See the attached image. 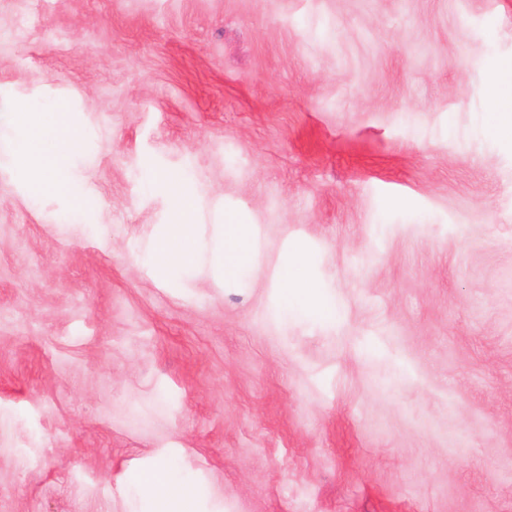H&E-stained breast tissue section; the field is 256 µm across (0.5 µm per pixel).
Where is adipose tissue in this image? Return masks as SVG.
<instances>
[{"instance_id": "obj_1", "label": "adipose tissue", "mask_w": 512, "mask_h": 512, "mask_svg": "<svg viewBox=\"0 0 512 512\" xmlns=\"http://www.w3.org/2000/svg\"><path fill=\"white\" fill-rule=\"evenodd\" d=\"M7 108L23 138L26 154L35 159L30 170L32 184L38 188L62 187L66 182L65 159L79 150L83 138L81 130L68 124L59 111L44 113L38 124H31L29 104L21 98L8 101ZM48 139L56 142L57 151L50 157H39V147ZM177 200V218L170 224L154 255L157 265L169 271L195 263L200 254L196 226L191 222L192 205L185 195H178ZM210 251L214 264L224 276H238L255 253L250 225H219ZM141 491L152 501L153 512H197L194 489L180 480L170 465L157 466L152 473L145 475Z\"/></svg>"}]
</instances>
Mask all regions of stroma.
<instances>
[{"mask_svg":"<svg viewBox=\"0 0 512 512\" xmlns=\"http://www.w3.org/2000/svg\"><path fill=\"white\" fill-rule=\"evenodd\" d=\"M512 0H0V512H512ZM179 176L237 279L152 255ZM303 256L310 310L284 268ZM488 101L489 104L500 118V121L507 125L511 131L512 112L511 101H512V85L508 83V87L504 89V81L498 75H492L488 82ZM7 108L12 112L15 128L22 135V147L28 156L35 157L30 170L32 184L36 188L62 187L66 182L65 158L81 147V130L68 124L64 113L57 110L43 113L42 120L32 125L29 122L30 107L25 99H12L8 101ZM47 139L57 143V151L50 157H39V147ZM210 246L214 264L225 277H237L255 253V239L248 224H218ZM140 482L141 492L153 503L151 512H197L194 489L169 464L155 467Z\"/></svg>","mask_w":512,"mask_h":512,"instance_id":"35a3bbf8","label":"stroma"}]
</instances>
